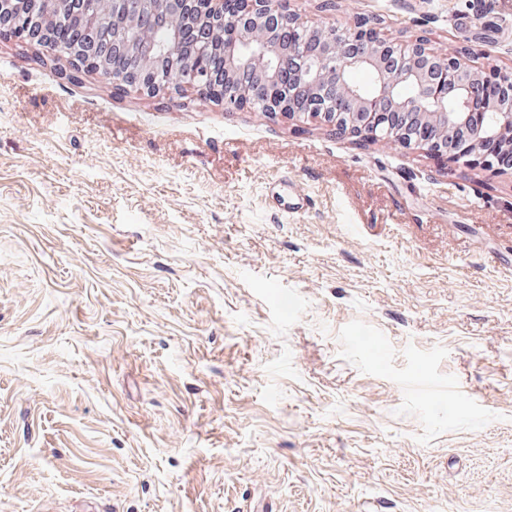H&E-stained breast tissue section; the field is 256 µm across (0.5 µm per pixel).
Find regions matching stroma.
I'll return each mask as SVG.
<instances>
[{"mask_svg": "<svg viewBox=\"0 0 512 512\" xmlns=\"http://www.w3.org/2000/svg\"><path fill=\"white\" fill-rule=\"evenodd\" d=\"M286 2L512 69V0ZM65 67L0 37V512H512V172Z\"/></svg>", "mask_w": 512, "mask_h": 512, "instance_id": "obj_1", "label": "stroma"}]
</instances>
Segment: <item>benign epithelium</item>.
Wrapping results in <instances>:
<instances>
[{"label":"benign epithelium","instance_id":"benign-epithelium-1","mask_svg":"<svg viewBox=\"0 0 512 512\" xmlns=\"http://www.w3.org/2000/svg\"><path fill=\"white\" fill-rule=\"evenodd\" d=\"M0 0V36L9 35L25 43L44 46L68 59L69 77L81 71L100 73L103 62L95 57L98 50L133 51L152 59L148 72L112 76L110 81L120 86H136L149 95H158L172 88L187 86L195 92L209 95L231 108L251 105V92L244 83L227 89L235 74L253 69L268 83L281 79L279 61L284 47L277 32L269 27L268 19L275 12L284 13L285 0H236L238 13H227L229 0H111V10L100 13L87 10L83 28L89 40L96 42L95 51L57 44L48 38V26L42 15L22 18L11 3ZM124 18V31L119 40L110 38L109 27L116 17ZM168 24L176 37L175 46L183 44L187 33L203 25H219L224 29V75L221 79L202 74L192 64L175 57L173 50H157L142 37L140 24ZM320 43L301 45L292 50L296 59V78L307 92L309 110L296 105L294 93L286 90L270 98L261 110L270 115L317 118L364 141L388 136L394 122L383 106L392 104V111L406 117L407 123L419 119L436 124L448 120V137L469 141L466 155H448V144L420 139L402 128L395 132L400 143L412 150H425L435 157L451 158L464 163L484 158L480 147L494 139L504 147V157L512 156V71L478 64L473 53L462 57L436 54L425 40L390 42L372 27L358 26L350 31L326 29ZM367 67L376 76L378 89L364 94L349 81V73ZM496 82L502 92L486 102V111L497 115L496 124L481 126L472 120L469 100L476 85ZM332 84L347 102L348 111L337 112L325 102V86ZM409 85L412 96L400 94V87Z\"/></svg>","mask_w":512,"mask_h":512}]
</instances>
